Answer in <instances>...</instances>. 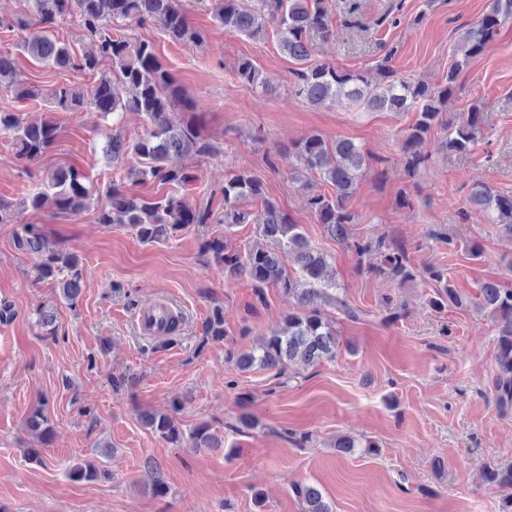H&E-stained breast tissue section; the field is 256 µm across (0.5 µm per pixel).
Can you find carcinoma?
Wrapping results in <instances>:
<instances>
[{
    "label": "carcinoma",
    "mask_w": 512,
    "mask_h": 512,
    "mask_svg": "<svg viewBox=\"0 0 512 512\" xmlns=\"http://www.w3.org/2000/svg\"><path fill=\"white\" fill-rule=\"evenodd\" d=\"M25 16L18 25L34 28L35 32L20 45L22 52L39 66L84 72L100 70L110 65L111 73L100 76L94 86L83 92L69 84L51 89L46 97L54 107L77 111L90 105L101 119L112 120L104 133L102 152L112 167H124L125 178L187 187L196 180L191 167L184 161L208 155L212 147L201 135L199 126L190 120L183 125L170 123L169 111L186 105L184 91L173 75L159 60L153 42L147 38L134 40L112 34V27L126 21L142 26L157 25L174 41L203 43L204 34L190 26L180 0H23ZM70 16L77 22L82 36L89 40L87 50L78 54L70 44L50 33L57 18ZM512 18V0H490L488 9L469 28L455 49L445 83L431 87L421 81H409L397 76L388 65L394 55L389 50L379 64L380 79L373 81L367 72L341 70L330 64L306 66L313 50V37L330 34V20L323 0H223L217 13L219 23L249 38H261L267 25L275 24L279 31L281 51L298 68L292 71L294 92L312 106H323L341 99L349 105L366 110L386 109L393 112H413L415 121L409 126L402 142L405 166L416 170L425 165L429 152L424 150L426 136L437 124L448 99L457 88L459 75L471 60L480 56L494 39L500 26ZM235 74L248 84L260 83L259 73L248 59L238 61ZM0 90L13 92L21 99H34L40 89L26 86L17 79L14 59L0 56ZM138 112L148 121L146 133L133 141L123 134L121 115ZM482 122L477 106L457 122L448 125L443 147L452 154L463 155L476 141ZM59 127L50 121L25 122L17 112L0 111V132L12 136L17 157L33 161L46 153L58 137ZM295 160L296 179L306 190L307 208L323 226L325 234L353 253L358 264L374 255L376 265L368 272L402 284L417 276L405 248L388 236H358L352 230L356 215L349 209L359 180L369 168V159L361 147L350 140L328 141L310 135L289 150ZM135 163L130 164L128 160ZM317 177L333 189L326 196L311 190L310 178ZM253 198L260 201L261 210L253 215L239 209L237 202ZM52 203L58 213L76 215L93 203H98L101 224L126 227L144 244L171 239L191 224H206L208 209L191 206L183 197L165 194L151 200L142 199L125 190L122 181L103 188L93 184L89 176L74 165H60L36 180L20 201L24 210L38 212ZM472 205L489 212L499 230L512 237V195L501 194L486 185L470 192ZM255 223L258 240L245 250H231L221 236L203 244L202 253L224 268L227 277H245L254 286L259 299L263 289H281L296 301L297 311L283 319L282 325L257 341L248 350L235 346L224 349L225 359L241 371L275 370L281 374L291 365L304 368L336 360L339 339L336 316L357 320L362 311L350 304L344 285L337 280L336 267L328 254L313 246L301 226L266 197L261 181L240 173L224 182V211L216 223L228 229L236 224ZM14 244L17 249L36 257L33 280L53 281L60 296L73 303L79 296L83 280L80 259L65 252L34 223L19 225ZM291 257L306 287H297L284 269L282 255ZM441 291L430 300L431 306L442 312L450 307H474L488 314L498 331V375L495 391L497 401L512 404V288L497 280L479 284L477 292L466 294L448 280V273L436 266L423 270ZM224 306L215 304L205 323L201 345L224 341ZM41 403L26 420L32 433L42 436L51 429ZM143 425L167 443L179 447L190 439L196 448H221L224 441L212 432L207 423H200L185 433L167 413L147 412L141 415ZM152 476L154 494L163 496L167 486L160 468L146 462ZM302 503V512H330L320 490L312 485L295 487Z\"/></svg>",
    "instance_id": "obj_1"
}]
</instances>
